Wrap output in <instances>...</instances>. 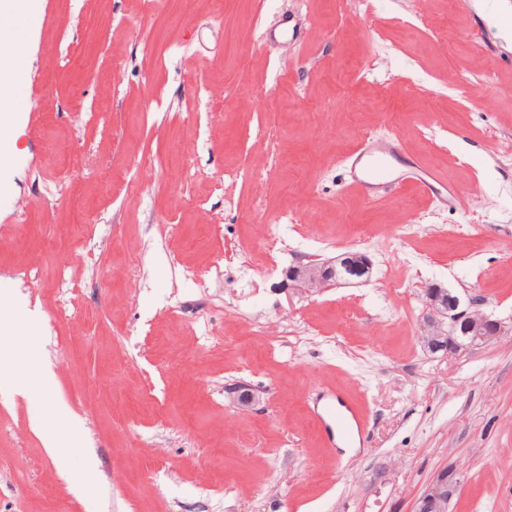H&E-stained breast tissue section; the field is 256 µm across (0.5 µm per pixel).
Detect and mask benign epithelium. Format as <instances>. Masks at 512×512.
<instances>
[{
  "instance_id": "1",
  "label": "benign epithelium",
  "mask_w": 512,
  "mask_h": 512,
  "mask_svg": "<svg viewBox=\"0 0 512 512\" xmlns=\"http://www.w3.org/2000/svg\"><path fill=\"white\" fill-rule=\"evenodd\" d=\"M342 264L351 273L347 278L336 274V265ZM372 268L370 259L359 252H348L332 259L308 261L287 270V280L299 290L310 288L314 282L325 286L346 285L368 276ZM426 313L424 326L439 332L438 341L427 345L431 353H457L479 348L489 336L501 337L512 332V325L478 309L475 298L464 304L459 297L444 296V289L430 285L425 289ZM463 475L452 467H442L419 491L410 512H447L453 502Z\"/></svg>"
}]
</instances>
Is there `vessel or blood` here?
I'll list each match as a JSON object with an SVG mask.
<instances>
[{"label":"vessel or blood","instance_id":"b4317fda","mask_svg":"<svg viewBox=\"0 0 512 512\" xmlns=\"http://www.w3.org/2000/svg\"><path fill=\"white\" fill-rule=\"evenodd\" d=\"M394 151V145H379L367 141L350 155V183L367 201L377 200L384 190L402 189L410 184L417 186L423 194L439 199L454 195L453 186L441 180L435 172L417 163L412 164L403 176L393 175L384 158Z\"/></svg>","mask_w":512,"mask_h":512}]
</instances>
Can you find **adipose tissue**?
<instances>
[{
	"mask_svg": "<svg viewBox=\"0 0 512 512\" xmlns=\"http://www.w3.org/2000/svg\"><path fill=\"white\" fill-rule=\"evenodd\" d=\"M25 52L26 42L20 31L0 29V130L10 126L15 119L17 105L12 91L21 80L20 61ZM49 377L50 371L40 345L21 341L0 343L1 389L27 398L34 395L37 385ZM79 428L76 419H68L65 434L46 437L45 446L70 484L84 489L95 484L97 464L90 458L82 469H71L69 453L76 448L75 437Z\"/></svg>",
	"mask_w": 512,
	"mask_h": 512,
	"instance_id": "adipose-tissue-1",
	"label": "adipose tissue"
}]
</instances>
